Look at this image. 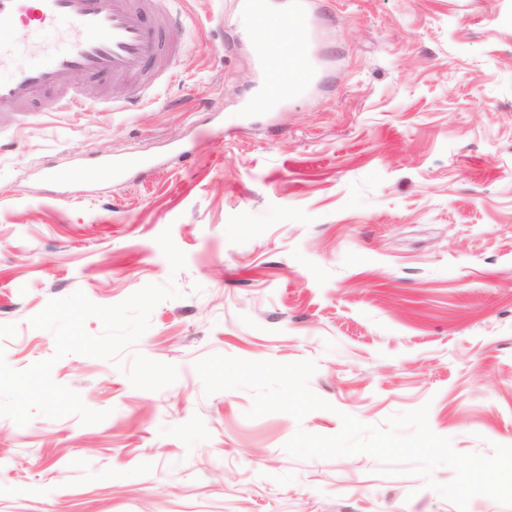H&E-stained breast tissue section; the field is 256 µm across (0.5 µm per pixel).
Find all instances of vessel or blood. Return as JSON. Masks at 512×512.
<instances>
[{
	"mask_svg": "<svg viewBox=\"0 0 512 512\" xmlns=\"http://www.w3.org/2000/svg\"><path fill=\"white\" fill-rule=\"evenodd\" d=\"M164 0H0V21L31 29L68 21L77 36L60 40L42 51L39 62L15 70L0 81V112H77L85 103L72 83L82 75L96 84L99 102L111 105L112 89L120 86L131 95H142L178 51L166 38L179 17L163 9ZM239 14L248 22L269 24L258 40L256 61L271 81L250 107L259 111L273 102H285L306 86L312 72L304 58H285L279 31L308 25L300 0H280L271 10L268 0H238Z\"/></svg>",
	"mask_w": 512,
	"mask_h": 512,
	"instance_id": "obj_1",
	"label": "vessel or blood"
}]
</instances>
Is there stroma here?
<instances>
[{"instance_id":"1","label":"stroma","mask_w":512,"mask_h":512,"mask_svg":"<svg viewBox=\"0 0 512 512\" xmlns=\"http://www.w3.org/2000/svg\"><path fill=\"white\" fill-rule=\"evenodd\" d=\"M233 0H179L183 51L135 104L0 120V350L52 357L29 320L83 291L181 295L118 361L70 354L53 380L107 417H0V512H457L425 477L371 456L298 459L297 430L341 414L385 426L428 406L461 453L512 445V0H309L319 79L271 112L261 28ZM184 158H176V151ZM147 167L55 184L43 168L105 156ZM186 255L172 272L156 242ZM176 366L134 388V354ZM314 361L326 410L247 418L246 389L208 395L213 355Z\"/></svg>"}]
</instances>
